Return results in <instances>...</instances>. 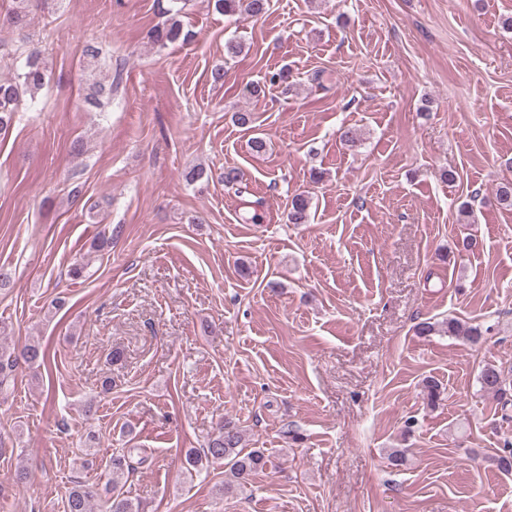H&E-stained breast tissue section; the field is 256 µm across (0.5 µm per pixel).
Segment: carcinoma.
Returning a JSON list of instances; mask_svg holds the SVG:
<instances>
[{
	"instance_id": "1",
	"label": "carcinoma",
	"mask_w": 512,
	"mask_h": 512,
	"mask_svg": "<svg viewBox=\"0 0 512 512\" xmlns=\"http://www.w3.org/2000/svg\"><path fill=\"white\" fill-rule=\"evenodd\" d=\"M27 0H17L13 11L0 18V24L7 22L15 27L26 23ZM173 0H156L161 15L166 17L162 26L152 34L154 43L165 47L177 43L191 42L195 34L184 29L183 25L172 15ZM215 11L224 15L246 14L252 18L264 16L269 9V0H212ZM45 66L37 49H30L23 65L16 69L13 77L0 79V136L6 135L13 126L18 105L25 95L35 97L45 84ZM112 96V88L100 81L88 87L84 102L90 106L100 105L101 97ZM288 222L307 224L310 222L309 199L303 194L292 197L288 209ZM450 336L463 337L471 344L483 340L484 331L478 325H464L454 319L446 322ZM44 360V350L40 343L29 341L21 346H4L0 344V397L10 390L13 372L18 364L25 363L32 367ZM481 390L492 393L503 405H508L506 378L502 369L495 365L484 367L478 377ZM148 462L143 448H115L112 452L111 469L102 485L78 483L70 488L65 501V512H144L141 505L133 503L123 492V480L126 475L136 470V466ZM499 470L512 473V442L504 441L501 451L494 457ZM269 456L261 448L247 450L242 447V436L235 423L226 420L212 432L203 447L192 448L184 456L183 467L187 472L200 471L214 464L224 466V486L232 484L240 487L249 483L253 474L267 467Z\"/></svg>"
}]
</instances>
